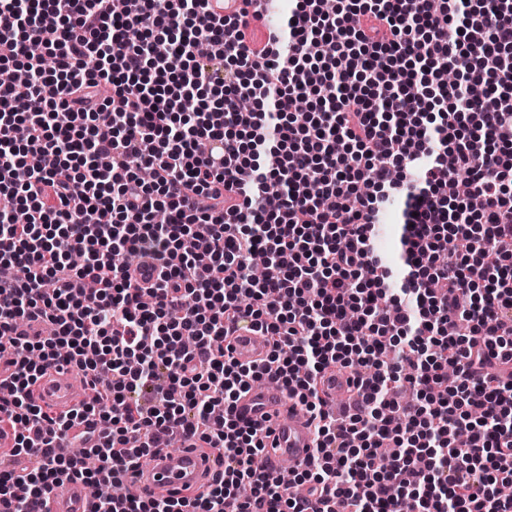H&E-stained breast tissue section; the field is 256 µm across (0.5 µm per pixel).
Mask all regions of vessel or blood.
<instances>
[{
    "label": "vessel or blood",
    "instance_id": "obj_1",
    "mask_svg": "<svg viewBox=\"0 0 512 512\" xmlns=\"http://www.w3.org/2000/svg\"><path fill=\"white\" fill-rule=\"evenodd\" d=\"M230 355L237 363L249 366L263 360L269 351L265 337L255 329L238 330L230 338ZM327 409H335L338 399L347 394V378L329 374L322 381ZM33 399L43 410L60 414L92 394L79 386L72 375L47 370L32 387ZM235 413L253 424L265 425L269 415H276L274 433L267 442L264 456L266 470L276 474L281 463L300 467L307 461L316 437L309 415L277 382L251 387L239 399ZM224 467L223 457L213 448H199L189 440L185 449L166 451L138 467L126 479L130 495L140 499L181 498L205 491L214 473ZM89 488L80 482L52 486L46 495L48 512H87Z\"/></svg>",
    "mask_w": 512,
    "mask_h": 512
}]
</instances>
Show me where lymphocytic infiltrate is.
I'll return each instance as SVG.
<instances>
[{"mask_svg":"<svg viewBox=\"0 0 512 512\" xmlns=\"http://www.w3.org/2000/svg\"><path fill=\"white\" fill-rule=\"evenodd\" d=\"M241 2L0 0V67L31 75L0 83V426L35 460L0 469V512H46L66 480L92 487L88 512H512V0H297L259 49ZM487 81L491 109L467 95ZM414 166L394 289L370 239ZM457 173L479 209L449 197ZM248 321L270 350L244 367L224 341ZM359 363L329 418L318 377ZM64 364L94 396L53 416L31 387ZM266 377L317 432L285 474L234 413ZM89 419L92 470L57 452ZM187 434L224 456L205 494L112 493Z\"/></svg>","mask_w":512,"mask_h":512,"instance_id":"1","label":"lymphocytic infiltrate"}]
</instances>
